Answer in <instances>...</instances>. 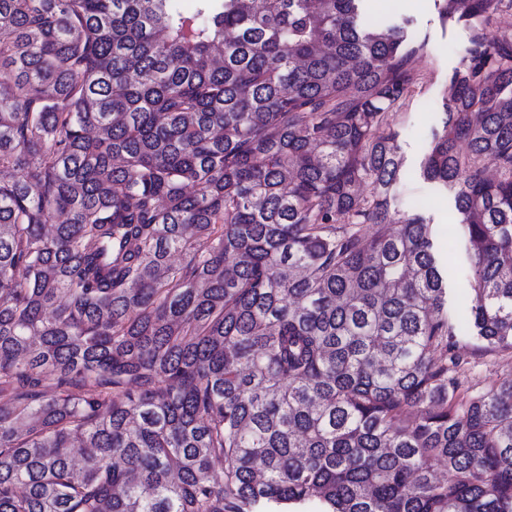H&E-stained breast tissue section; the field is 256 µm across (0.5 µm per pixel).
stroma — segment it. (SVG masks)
Returning a JSON list of instances; mask_svg holds the SVG:
<instances>
[{
  "label": "stroma",
  "instance_id": "1",
  "mask_svg": "<svg viewBox=\"0 0 512 512\" xmlns=\"http://www.w3.org/2000/svg\"><path fill=\"white\" fill-rule=\"evenodd\" d=\"M364 17L369 22L405 24L409 37L423 44L414 59L421 82L394 116L402 168L391 194L390 210L398 218L420 215L430 225L435 252L452 275L448 297L463 301L472 267L455 192L426 182L422 163L435 132L442 129V95L469 44L471 31L465 24L444 22L436 0H364ZM458 352L473 391L512 376V351L483 352L463 342Z\"/></svg>",
  "mask_w": 512,
  "mask_h": 512
}]
</instances>
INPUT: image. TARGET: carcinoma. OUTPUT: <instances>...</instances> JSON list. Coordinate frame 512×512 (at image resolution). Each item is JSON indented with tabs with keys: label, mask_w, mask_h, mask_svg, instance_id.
Masks as SVG:
<instances>
[{
	"label": "carcinoma",
	"mask_w": 512,
	"mask_h": 512,
	"mask_svg": "<svg viewBox=\"0 0 512 512\" xmlns=\"http://www.w3.org/2000/svg\"><path fill=\"white\" fill-rule=\"evenodd\" d=\"M361 2L0 0V512H512V378L456 354L512 350V0H438L463 309ZM458 353L467 362L464 364V371L468 385L472 386L470 391H481L489 384L512 376V351L483 352L474 348L473 343L462 341Z\"/></svg>",
	"instance_id": "cac0c4a2"
}]
</instances>
